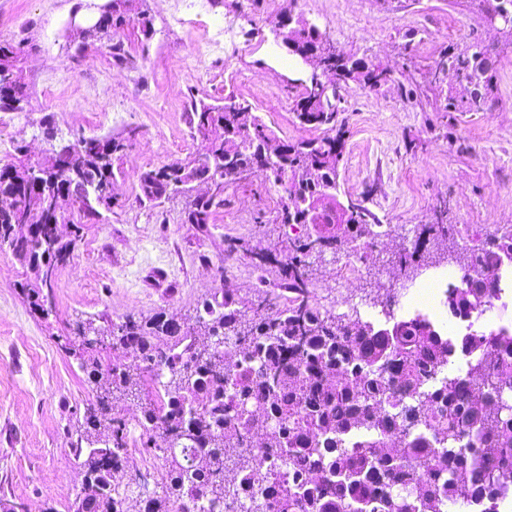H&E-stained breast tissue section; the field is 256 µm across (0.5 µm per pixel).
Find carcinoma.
<instances>
[{
    "mask_svg": "<svg viewBox=\"0 0 512 512\" xmlns=\"http://www.w3.org/2000/svg\"><path fill=\"white\" fill-rule=\"evenodd\" d=\"M480 19L512 16V0H466ZM127 0H112L99 25L83 39H107L112 58L130 56L121 32L131 23ZM502 41L450 47L434 62L447 86L446 112H487L496 103L501 53L512 50V27ZM21 44L0 42V111L25 108L30 92L20 66ZM288 53L324 66L338 83L359 81L372 90L396 82L393 71L338 49L319 27L301 20L288 35ZM341 92L308 84L295 100L301 124L326 134L290 142L275 136L250 106L192 102L191 133L205 152L149 167L138 176L139 200H185L184 221L208 231L224 206V185L261 165L268 179H298L286 190L282 223L311 224L314 232L287 237L280 248L240 247L252 264L276 277L280 290L255 307L232 295H213L195 316L154 315L110 324L75 322L74 338L101 336L103 345L68 352L93 385L73 451L86 479L78 498L87 512H127L113 472L127 464L128 421L119 404L141 401V447L164 461L160 491L146 512H448L483 504L499 512L512 480V330L491 329L451 339L426 317L390 327L359 318L324 316L310 296V259L345 240L371 241L375 217L361 203L339 200L338 166L345 145ZM51 143L44 158L0 166V249L27 269L22 283L33 309L47 311L53 278L81 240L82 226L99 209L112 210L113 160L135 135L79 137L57 142L51 119L42 127ZM445 211L427 224L418 248L400 257L415 266L427 242L448 239ZM72 226L59 231L56 216ZM236 243L224 252H238ZM512 253V233L492 237L475 257L499 264ZM498 281L463 278L448 289L455 316L491 303ZM240 361L224 365V351ZM112 352V358L106 353ZM461 353L475 358L466 376L440 380V366Z\"/></svg>",
    "mask_w": 512,
    "mask_h": 512,
    "instance_id": "1",
    "label": "carcinoma"
}]
</instances>
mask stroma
<instances>
[{"label":"stroma","mask_w":512,"mask_h":512,"mask_svg":"<svg viewBox=\"0 0 512 512\" xmlns=\"http://www.w3.org/2000/svg\"><path fill=\"white\" fill-rule=\"evenodd\" d=\"M91 0H0V40L27 45L21 60L32 96L20 112H0V165L16 146L40 159L49 144L41 132L52 118L64 138L136 129L114 161L119 206L84 225L74 253L59 266L49 316L31 308L21 289L25 270L0 250V503L28 512H71L82 474L72 450L93 399L77 360L64 349L70 324L102 316L113 321L157 311L195 314L203 300L227 290L250 302L270 277L236 254L235 276L223 278L226 240L276 246L304 226L282 224L279 186L262 170L224 189L209 233L184 221V201L159 206L138 199V174L202 153L188 120L191 98L213 104L247 101L276 135L289 141L315 136L293 104L310 69L276 38L285 14L315 23L345 52L398 73L397 83L372 91L349 83L342 91L347 133L338 181L342 199L360 201L379 220L375 254L353 285L338 271L349 247L312 264V302L321 312L385 324L386 297L399 296L406 274L385 269L379 255L412 249L436 205L448 202L451 256L428 263L430 274L455 265L464 245L512 231V54L502 58L497 103L489 112L444 111L445 94L431 69L447 47L472 38L497 41L479 26L465 0H209V18L233 21L237 37L207 58L196 47L208 28L175 25L169 0H132L130 15H147L150 34L135 22L125 31L132 55L116 63L105 41L83 46L72 16ZM238 80L224 81L225 68ZM116 485L128 512L154 490L165 469L141 452Z\"/></svg>","instance_id":"stroma-1"}]
</instances>
